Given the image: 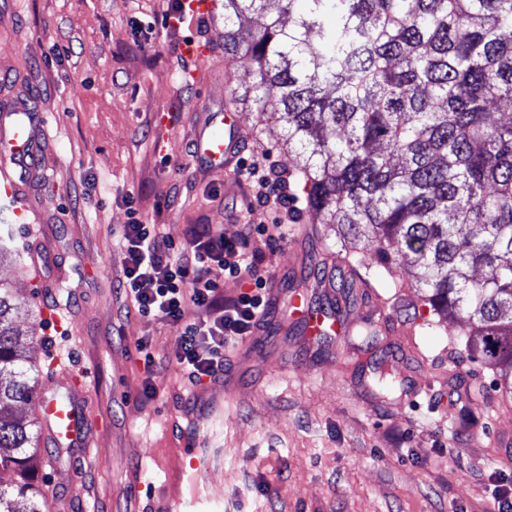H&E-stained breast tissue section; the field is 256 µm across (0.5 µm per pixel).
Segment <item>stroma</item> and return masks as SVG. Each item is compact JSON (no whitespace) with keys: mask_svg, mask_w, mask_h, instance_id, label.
<instances>
[{"mask_svg":"<svg viewBox=\"0 0 512 512\" xmlns=\"http://www.w3.org/2000/svg\"><path fill=\"white\" fill-rule=\"evenodd\" d=\"M182 24H163L173 0H0V100L45 114L41 173L30 179L36 221L13 224L15 259L0 263L21 313L19 329L36 344L37 392L55 363L84 375L86 416L100 430L90 454L66 448L35 483L44 499L74 486L72 512H162L155 484L180 469L188 441L223 438L224 459L207 482L184 479L212 512H493L492 495L512 490V401L495 373L471 360L465 339L424 301L419 288L393 287L383 266L374 291L343 288L336 229L318 236L296 220L287 240L253 237L262 263L289 285L317 273L318 261L349 298L342 334L322 344L285 322L268 349L232 350L224 363L235 384L217 425L190 424L184 396L207 393L173 360L181 328L128 313L115 286L123 272L119 243L131 215L160 225L175 244L195 224L226 237L246 212L266 218L255 198L226 186L224 172L200 163L191 147L210 112L234 111L246 156L265 157L272 176L293 164L280 128L259 129L254 112L233 101L227 84L255 80L249 61L224 59V0ZM170 127L159 131L155 116ZM55 282L34 280L33 267ZM66 317L55 321L52 306ZM413 324L419 358L398 369L420 396L378 393L348 330L370 320L371 306ZM147 338L156 365L145 376L137 350ZM151 378L155 396L142 392Z\"/></svg>","mask_w":512,"mask_h":512,"instance_id":"35a3bbf8","label":"stroma"}]
</instances>
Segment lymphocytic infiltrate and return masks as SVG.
I'll use <instances>...</instances> for the list:
<instances>
[{
  "instance_id": "1",
  "label": "lymphocytic infiltrate",
  "mask_w": 512,
  "mask_h": 512,
  "mask_svg": "<svg viewBox=\"0 0 512 512\" xmlns=\"http://www.w3.org/2000/svg\"><path fill=\"white\" fill-rule=\"evenodd\" d=\"M243 179L254 184L269 217L268 223L246 222L239 239L225 238L209 224L192 229L183 246L166 239L157 225L133 219L123 225L120 242L125 253L118 291L139 315L152 316L183 332L174 359L192 381L224 374V355L249 336L267 312L270 271L261 269L260 257L248 247L252 235L276 242L287 239L288 226L280 214L287 198L279 182L269 180L258 164L240 160ZM223 265L229 275L251 283L250 291L225 299L208 277L211 263ZM198 318L185 323L187 309Z\"/></svg>"
}]
</instances>
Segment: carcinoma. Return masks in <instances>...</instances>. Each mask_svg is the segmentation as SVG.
Masks as SVG:
<instances>
[{"mask_svg":"<svg viewBox=\"0 0 512 512\" xmlns=\"http://www.w3.org/2000/svg\"><path fill=\"white\" fill-rule=\"evenodd\" d=\"M248 58L231 94L280 124L302 211L367 259L408 261L448 331L499 370L512 399V0H224V58ZM276 91L271 97L270 91ZM0 282V512H43L33 343Z\"/></svg>","mask_w":512,"mask_h":512,"instance_id":"1","label":"carcinoma"}]
</instances>
